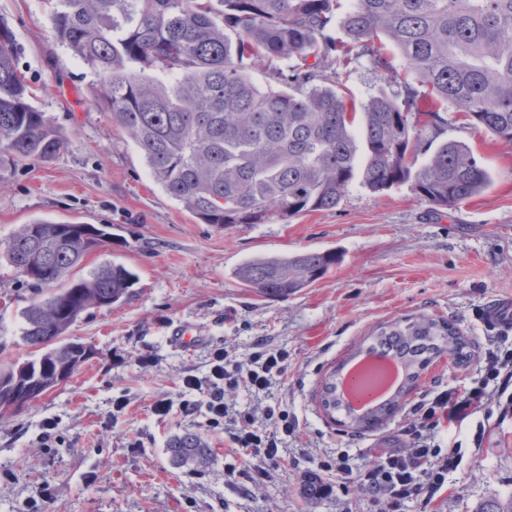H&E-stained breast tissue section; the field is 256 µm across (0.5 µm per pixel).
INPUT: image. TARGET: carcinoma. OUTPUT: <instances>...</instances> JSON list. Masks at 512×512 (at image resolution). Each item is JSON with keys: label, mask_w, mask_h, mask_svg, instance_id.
<instances>
[{"label": "carcinoma", "mask_w": 512, "mask_h": 512, "mask_svg": "<svg viewBox=\"0 0 512 512\" xmlns=\"http://www.w3.org/2000/svg\"><path fill=\"white\" fill-rule=\"evenodd\" d=\"M62 44L99 75L95 95L136 145L154 180L204 224H263L332 210L361 176L373 192L410 182L429 203L452 208L491 175L461 141H438L448 106L512 142V0H45ZM398 52L400 72L391 60ZM12 29L0 21V173L49 161L65 139L31 102ZM364 62L391 89L349 100L338 68ZM262 64L266 83L250 71ZM429 154L418 164V156ZM111 233L92 224L34 221L0 240V259L37 297L25 310L24 343L39 352L29 381L74 374L87 345L65 339L90 308L129 299L139 283L118 264L70 277ZM336 264L302 251L244 261L235 277L267 298L298 292ZM56 336L54 345L46 337ZM456 326L420 316L380 325L360 351L404 368L400 389L363 415L345 403L339 370L319 403L354 432L401 405L436 358L465 356ZM173 464L211 459L195 432L171 439ZM474 512H512V496Z\"/></svg>", "instance_id": "1"}]
</instances>
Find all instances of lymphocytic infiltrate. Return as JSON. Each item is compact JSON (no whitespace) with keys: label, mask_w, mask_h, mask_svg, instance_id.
Listing matches in <instances>:
<instances>
[{"label":"lymphocytic infiltrate","mask_w":512,"mask_h":512,"mask_svg":"<svg viewBox=\"0 0 512 512\" xmlns=\"http://www.w3.org/2000/svg\"><path fill=\"white\" fill-rule=\"evenodd\" d=\"M289 359L287 348L269 346L261 339L255 341L244 362L233 359L225 348H212L205 375L185 374L177 397L156 400L151 410L162 418L175 410L186 417L204 411L207 430L224 435L233 449V461L225 468L227 476H234L237 462L250 461L256 477L265 478L268 466L284 456L299 420L282 401L242 406L229 395L269 389L274 380L287 374ZM479 362L484 371L481 381L461 392H436L411 406L399 446L377 449L360 465L345 450L323 455L313 458L315 469L333 471L347 482L361 484L380 512H404L410 503L427 512L447 492L448 475L462 461L461 443L444 447V434L491 402L501 401L512 388V348H487Z\"/></svg>","instance_id":"1"}]
</instances>
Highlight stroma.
<instances>
[{"label": "stroma", "instance_id": "1", "mask_svg": "<svg viewBox=\"0 0 512 512\" xmlns=\"http://www.w3.org/2000/svg\"><path fill=\"white\" fill-rule=\"evenodd\" d=\"M0 21L15 34L18 65L33 103L64 135L52 161H30L0 178V239L36 220L108 226L111 241L88 253L81 276L122 264L140 276L134 296L91 308L69 329L92 354L66 382L0 427V512H28L50 491L49 512H374L369 494L335 473L312 505L301 484L314 457L339 449L365 461L392 446L406 407L436 383L464 389L479 379L473 360L491 344L480 313L512 299V144L453 114L445 139L468 144L493 181L453 208L429 204L403 183L374 193L353 180L340 205L282 221L217 228L193 218L155 182L134 143L112 123L94 88L97 73L56 37L43 0H0ZM332 251L335 266L308 288L266 299L238 284L234 269L258 255ZM34 297L0 262V364L34 359L21 339ZM422 315L452 321L471 360L446 356L423 371L405 406L376 429L355 433L328 418L320 384L374 328ZM184 326L198 346L176 345ZM288 347L286 378L266 392L236 393L240 403L287 402L299 419L288 452L268 481L227 477L230 450L208 433L204 415L158 418L155 400L176 396L185 372L203 374L210 348L245 359L257 337ZM149 353L152 364L139 363ZM128 405L114 412L113 399ZM60 445L41 447L47 420ZM205 434L214 461L202 471L172 468L167 440ZM436 512H473L481 500L512 494V408L494 407L480 447L466 448Z\"/></svg>", "mask_w": 512, "mask_h": 512}]
</instances>
